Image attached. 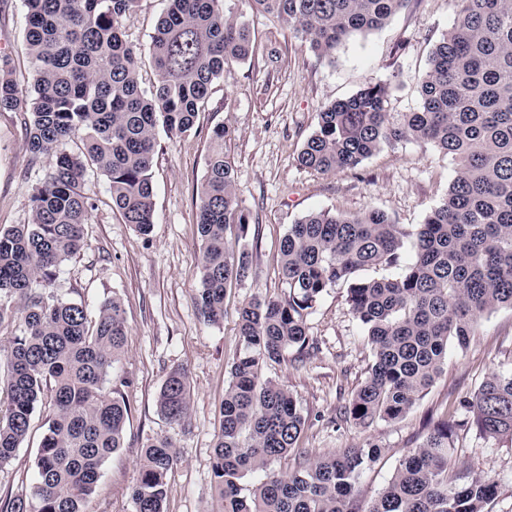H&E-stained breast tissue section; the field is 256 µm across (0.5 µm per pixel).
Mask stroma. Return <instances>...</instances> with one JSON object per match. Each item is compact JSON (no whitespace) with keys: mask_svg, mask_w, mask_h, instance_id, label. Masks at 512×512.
Returning a JSON list of instances; mask_svg holds the SVG:
<instances>
[{"mask_svg":"<svg viewBox=\"0 0 512 512\" xmlns=\"http://www.w3.org/2000/svg\"><path fill=\"white\" fill-rule=\"evenodd\" d=\"M225 8L242 17L261 46L251 60L235 63L214 84L206 109L191 130L159 133L152 170L156 220L139 234L112 209L106 178L88 170L81 185L93 208L82 249L60 270L50 292L84 303L89 311L118 297L128 329L124 354L112 378L131 408L124 446L104 464L89 512H133L129 496L141 446L162 433L176 444L178 463L168 476L166 512H217L212 464L220 407L230 366L241 347L238 309L254 296L287 298L280 275L279 243L289 224L319 210L359 213L380 209L406 230H415L445 197L456 165L431 145L410 141L383 148L361 166L320 175L295 158L327 104L350 97L371 83L389 84V111L418 105L417 81L433 43L456 22L454 0H410L382 28L348 39L332 59L317 58L308 45L271 17L252 14L241 0ZM164 0H140L123 21L128 40L148 45ZM22 0H0V69L19 88L30 86L31 64L23 46ZM226 127L224 152L235 170L236 193L258 233L226 234L230 247L246 252L250 273L227 288L223 320L207 321L198 304L199 237L197 192L214 147L212 132ZM47 159L33 158L24 114L0 111V227L30 223L31 195L44 180ZM303 321L310 338L305 354L289 350L284 360L262 366L263 376L284 384L305 419L300 445L319 455L368 443L380 460L359 480L361 503L375 499L405 454L423 442L429 420L454 412L493 372L512 371V308L479 319L467 348L448 346V363L435 383L397 421L359 426L341 409L368 375L372 351L339 285L322 295ZM188 376L191 409L170 423L158 412L157 396L167 374ZM37 410L30 432L12 463L0 470V494L29 493L45 421ZM452 466H467L497 484L489 512H512V439H484L461 430L453 438Z\"/></svg>","mask_w":512,"mask_h":512,"instance_id":"stroma-1","label":"stroma"}]
</instances>
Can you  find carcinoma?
<instances>
[{
    "instance_id": "carcinoma-1",
    "label": "carcinoma",
    "mask_w": 512,
    "mask_h": 512,
    "mask_svg": "<svg viewBox=\"0 0 512 512\" xmlns=\"http://www.w3.org/2000/svg\"><path fill=\"white\" fill-rule=\"evenodd\" d=\"M150 42L125 39L123 18L139 0H23L25 48L33 83L22 90L0 73V110L29 106L24 122L31 153L49 161L32 194L29 224L0 228V325L17 318L0 367V469L26 439L36 410L47 406L46 429L28 495L7 496L0 512H87L105 462L123 447L130 409L112 386L128 331L119 299L85 304L47 291L56 271L84 243L93 204L80 191L88 168L108 181L112 210L147 235L155 224L152 167L159 130L192 129L212 85L228 65L260 48L248 24L223 0H165ZM251 11L288 23L319 58H331L350 37L384 27L410 0H242ZM156 82L140 86L143 58ZM413 112L387 111L389 87L369 84L317 113L299 166L331 173L356 168L385 144L429 143L457 163L443 200L413 233L383 211L348 215L312 211L289 225L280 243L288 298L254 297L238 313L243 348L230 367L214 449V489L222 512H488L495 483L448 468L455 425L444 419L400 462L368 507L356 505L363 472L380 459L375 444L325 453L313 460L298 448L305 420L279 382L261 365L309 339L303 311L330 288L346 286L347 302L373 349L365 382L345 407L356 425L398 420L442 373L448 342L463 349L478 319L512 308V0H459L454 27L432 46L418 79ZM225 127L198 192L199 303L210 322L224 318L227 287L249 276L248 254L225 238L249 213L235 191L224 155ZM82 140L79 153L63 145ZM415 254L400 265L403 239ZM400 267L392 276L359 273ZM470 426L486 438L512 435V373H492L460 402ZM365 410H360V407ZM157 408L171 423L190 410L186 374L171 371ZM295 456L291 472L270 471ZM178 461L166 435L145 439L133 512H165L167 476ZM261 478L241 495L242 480Z\"/></svg>"
}]
</instances>
